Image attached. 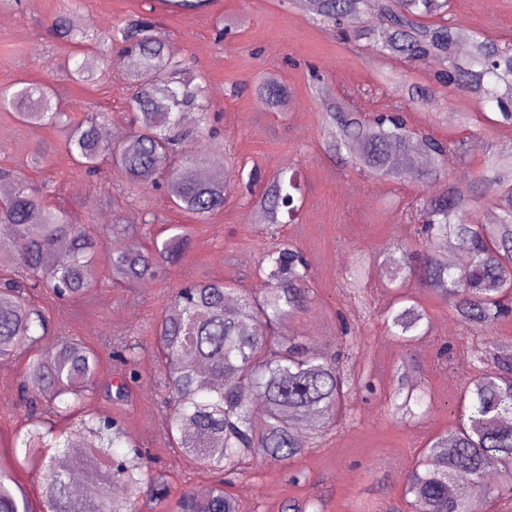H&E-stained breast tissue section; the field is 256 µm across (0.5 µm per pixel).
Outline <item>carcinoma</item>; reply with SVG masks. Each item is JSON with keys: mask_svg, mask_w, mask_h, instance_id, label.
<instances>
[{"mask_svg": "<svg viewBox=\"0 0 512 512\" xmlns=\"http://www.w3.org/2000/svg\"><path fill=\"white\" fill-rule=\"evenodd\" d=\"M449 3L316 0L315 14L341 27V39L376 56L408 65L433 60L448 91H465L482 106H496L498 118L489 122L511 127L512 41L471 33L469 52L459 57L462 32L449 21ZM47 33L75 51L49 66L43 78L0 86V110L14 113L25 125L64 129L66 155L92 177L108 162L133 190L165 185L173 207L199 221L222 210L232 175L182 154L190 120L210 151L224 150L207 125L206 87L195 82L152 16L140 15L105 35L92 25H73L65 13L51 21ZM107 55L116 69L127 60L135 62L126 69L131 132L113 147L100 136L112 114L89 109L77 119L60 106L54 87L59 74L73 84L95 83L105 74L98 63ZM396 85L400 99L383 112H357L342 101H322L325 151L373 178L439 186L419 199L422 223L413 229L417 244L401 249L399 257L386 256L389 282L400 289L413 281L435 291L460 323L488 334L512 303V183L501 177L503 169L512 167V158L490 154L466 185H458L451 171L465 159L466 141L410 129L404 109L428 105L433 91L400 80ZM257 97L279 112L287 107L290 91L265 83ZM184 163L196 168L195 178L181 176ZM299 192L295 174L285 169L255 193L251 208L270 234H276L282 217L294 221L301 208ZM485 203L498 211L497 223L475 219V208ZM172 230L173 235L149 248L112 252L111 281L136 286L178 264L190 242L181 227ZM108 234L103 227L77 222L21 173L0 167V251L10 252L24 273L20 280L0 284V358L28 355L21 394L50 402L65 397L79 405L97 386V349L57 336L30 294L45 290L66 303L83 299L97 286L94 258ZM440 238L466 253L468 263L458 267L448 255L433 253L428 243ZM265 261L267 285L253 292L222 280L183 283L171 311L155 326L154 347L166 365L168 443L201 470L237 477L250 464L287 463L305 450L302 434L309 414L316 416L318 427L331 429L350 395L339 369L343 353L317 352L306 339L277 332L284 318L309 305L302 255L283 242ZM423 320L411 297L395 293L386 309L390 336L408 346L425 335ZM137 349L134 343L120 351L123 378L104 385L116 404L131 395ZM489 350L492 366L481 353L464 377V406L456 426L429 441L406 477L405 494L416 512H483L497 503L502 512L512 509V350L492 341ZM430 403L424 391L401 378L393 389L391 412L411 421L424 416ZM120 442L127 443V451L113 459L110 448ZM14 445L19 448L15 464L42 475L43 512H137L142 493L157 500L169 493L146 451L127 441L122 421L112 416H93L56 434L33 423L24 435H16ZM73 448L82 452L73 454ZM76 472L98 485L96 496L75 492ZM463 476L485 485L486 502L472 498L469 486L458 482ZM12 483L10 470L0 464V512H31ZM229 484L184 492L178 512H241L238 499L225 490Z\"/></svg>", "mask_w": 512, "mask_h": 512, "instance_id": "1", "label": "carcinoma"}]
</instances>
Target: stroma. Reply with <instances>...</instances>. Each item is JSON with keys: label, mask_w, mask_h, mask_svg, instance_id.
Returning <instances> with one entry per match:
<instances>
[{"label": "stroma", "mask_w": 512, "mask_h": 512, "mask_svg": "<svg viewBox=\"0 0 512 512\" xmlns=\"http://www.w3.org/2000/svg\"><path fill=\"white\" fill-rule=\"evenodd\" d=\"M64 5V0H20L0 16V86L40 78L48 64L66 55L67 45L46 33ZM146 12L153 14L192 72L205 78L227 156L258 169L265 178L292 168L302 188V210L298 222L269 234L246 204V186L238 184L223 210L199 223L173 208L166 190L145 189L134 195L106 170L90 180L66 156L63 131L22 126L10 113L0 112V166L20 170L47 186L51 197L66 200L82 222L108 226L120 218L126 229L113 233L112 242L130 240L142 248L164 237L172 224L183 225L191 238L182 261L152 278L149 287L108 283L109 262L100 257L95 276L101 284L84 301L63 304L47 295L35 296L36 305L61 335L97 348L100 386L117 381L125 371L112 351L125 344L140 346L139 383L127 406L115 408L99 387L90 392L82 411L59 415L44 407L42 418L63 429L85 413L119 414L129 440L149 450L169 487L161 501L142 495L139 512H177L182 491L211 486L214 476L194 469L168 446L161 392L165 366L153 348V323L168 311L183 281L224 280L243 288L260 287V261L282 239L293 243L309 266L311 307L282 321L280 331L307 337L313 348L327 351L338 347L339 324L347 322L355 343L340 370L353 379L368 374L371 385L352 393L335 429L307 428L306 449L290 464L254 466L247 477L234 480L230 490L243 512H283L291 500L318 502L322 512H409L406 475L421 448L453 428L460 376L470 369L474 354L491 340L512 347V317L490 334L475 332L456 320L444 300L412 284L407 292L425 314L426 336L405 347L388 335L383 313L392 295L385 286L382 260L412 242L408 209L423 189L410 182L364 177L348 163L325 155L322 107L312 90L311 72L323 74L321 88L330 97L358 93L359 104L369 112L384 109L396 97L395 89L380 79L381 71L398 72L409 84L433 87V107L408 110L407 119L443 139L466 138L467 161L453 175L460 183L469 181L487 153L501 154L512 145V127L489 126L475 100L436 84L435 63L407 66L349 47L332 28L316 22L314 12L296 8L289 0H218L214 10L201 13L165 10L158 0H79L72 14L106 32ZM451 20L470 31L512 39V0H452ZM270 72L291 91L285 111L265 110L255 95L257 83ZM56 88L61 106L74 117L94 104L111 112L112 126L126 127L119 79L105 78L89 87L60 79ZM44 146L51 150L49 163L29 167L31 154ZM360 256L369 266L356 291L350 274ZM26 361L23 354L0 359V462L6 464L25 422L19 384ZM403 371L432 398L423 422L405 423L391 414L393 388Z\"/></svg>", "instance_id": "stroma-1"}]
</instances>
